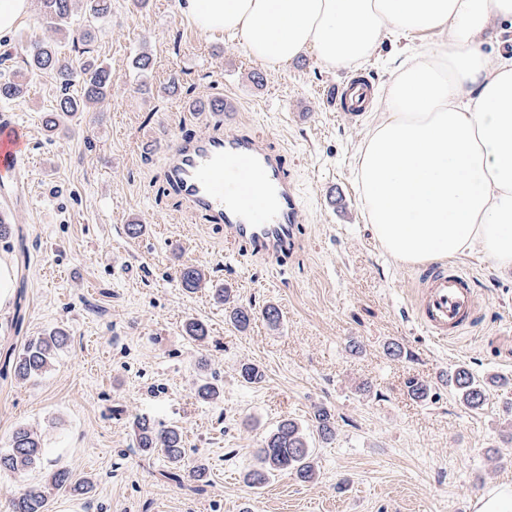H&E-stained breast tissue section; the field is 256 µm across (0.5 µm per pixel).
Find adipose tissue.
I'll use <instances>...</instances> for the list:
<instances>
[{"instance_id":"ef3b65f1","label":"adipose tissue","mask_w":512,"mask_h":512,"mask_svg":"<svg viewBox=\"0 0 512 512\" xmlns=\"http://www.w3.org/2000/svg\"><path fill=\"white\" fill-rule=\"evenodd\" d=\"M204 33L237 36L269 72L304 53L357 69L391 36L383 112L354 179L381 248L406 264L476 256L512 269V58L489 51L512 0H180Z\"/></svg>"}]
</instances>
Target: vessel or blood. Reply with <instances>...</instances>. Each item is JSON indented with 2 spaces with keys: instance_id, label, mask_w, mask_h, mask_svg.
Wrapping results in <instances>:
<instances>
[{
  "instance_id": "1",
  "label": "vessel or blood",
  "mask_w": 512,
  "mask_h": 512,
  "mask_svg": "<svg viewBox=\"0 0 512 512\" xmlns=\"http://www.w3.org/2000/svg\"><path fill=\"white\" fill-rule=\"evenodd\" d=\"M371 91L369 79L349 78L333 89L332 100L354 118L365 112ZM27 158L20 131L0 133V189L12 190V174ZM164 165L170 192L254 254L279 262L300 247L299 200L284 155L246 134L200 132L175 140ZM420 281L415 318L429 334L444 340L473 326L470 278L440 266L424 270Z\"/></svg>"
}]
</instances>
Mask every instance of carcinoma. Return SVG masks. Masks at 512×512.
Returning <instances> with one entry per match:
<instances>
[{
  "label": "carcinoma",
  "mask_w": 512,
  "mask_h": 512,
  "mask_svg": "<svg viewBox=\"0 0 512 512\" xmlns=\"http://www.w3.org/2000/svg\"><path fill=\"white\" fill-rule=\"evenodd\" d=\"M73 0H43L45 14L54 25L55 31L70 30ZM89 16L105 18L112 13V0H87ZM27 63L31 70H48L54 73L62 87L63 93L57 101L56 115L51 120L57 126L59 120L76 112H83L92 104L106 97L112 87V71L110 67L85 60L77 68L59 58L58 47L51 41L32 42L25 47ZM81 86V96L73 97L68 90L73 85ZM182 285L193 290L204 280L206 274L198 266H185L180 270ZM216 301L224 304L230 322L240 331L249 328L254 319L251 307L234 301L231 289L219 287L212 289ZM67 341L62 330L51 332L47 336L29 339L21 344L18 350L9 354L0 376L13 377L17 380H30L40 376L50 365L56 351ZM452 385L461 395L465 405L471 409L480 408L485 399L488 382L480 380L465 367L457 368L450 376ZM312 426L324 440H331L336 435V420L331 410L317 408L311 417ZM136 447L146 455L156 451L164 453L172 470L164 477L182 482L189 478L201 482L206 476V468L197 464L183 470L186 456L183 432L175 426H165L142 416L133 422ZM42 443L40 436L26 428L15 429L10 437L9 446L0 450V473L20 474L33 468L40 459ZM261 467L252 469L246 474L247 482L256 488L264 486L269 478L277 473H292L303 482L315 477L312 452L305 431L291 420H282L267 435L259 448ZM187 475H182V472ZM89 482L72 473L59 470L52 473L43 485L28 486L13 495L11 512H49L50 498L55 491L64 490L72 494H80L88 489Z\"/></svg>",
  "instance_id": "carcinoma-1"
}]
</instances>
